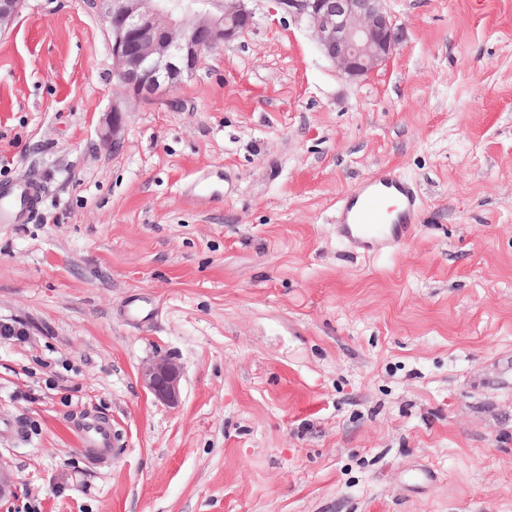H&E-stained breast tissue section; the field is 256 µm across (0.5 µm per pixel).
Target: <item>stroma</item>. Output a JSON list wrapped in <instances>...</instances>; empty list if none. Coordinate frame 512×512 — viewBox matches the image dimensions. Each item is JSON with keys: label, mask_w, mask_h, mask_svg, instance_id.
<instances>
[{"label": "stroma", "mask_w": 512, "mask_h": 512, "mask_svg": "<svg viewBox=\"0 0 512 512\" xmlns=\"http://www.w3.org/2000/svg\"><path fill=\"white\" fill-rule=\"evenodd\" d=\"M247 6L149 101L82 0L0 35V183L43 189L0 224V318L30 334L0 340V512H512V0H390L403 41L357 80ZM381 164L421 222L366 255L336 210ZM157 356L177 407L140 383ZM123 112L125 109L120 104H115L112 108L110 119L106 120L105 127L101 133V139L106 145H112V148L119 147L123 143ZM140 381L158 402L175 406L180 400L181 368L169 357H156L140 368ZM82 446L94 457L104 458L112 453V424L100 417L86 415L79 422Z\"/></svg>", "instance_id": "35a3bbf8"}]
</instances>
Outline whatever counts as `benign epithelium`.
I'll use <instances>...</instances> for the list:
<instances>
[{
    "instance_id": "benign-epithelium-1",
    "label": "benign epithelium",
    "mask_w": 512,
    "mask_h": 512,
    "mask_svg": "<svg viewBox=\"0 0 512 512\" xmlns=\"http://www.w3.org/2000/svg\"><path fill=\"white\" fill-rule=\"evenodd\" d=\"M296 23L305 25L321 52L350 78L386 63L402 41L403 29L387 0H278ZM25 0H0V32L8 30ZM112 35V62L127 95L151 99L192 74L204 51L231 41L253 24L246 0H86ZM123 112L116 104L101 133L112 147L123 143ZM140 381L158 402L180 400L181 368L156 357L140 368ZM17 483L0 458V502L15 497Z\"/></svg>"
}]
</instances>
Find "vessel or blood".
<instances>
[{"instance_id": "obj_1", "label": "vessel or blood", "mask_w": 512, "mask_h": 512, "mask_svg": "<svg viewBox=\"0 0 512 512\" xmlns=\"http://www.w3.org/2000/svg\"><path fill=\"white\" fill-rule=\"evenodd\" d=\"M41 197V187L30 182L0 189V223H25L37 210ZM389 199L394 200V207H386ZM338 212L340 236L367 254L401 247L420 220L414 189L389 166L378 168L343 196ZM79 432L83 448L90 450L94 457L111 454L113 438L109 421L84 416L79 422Z\"/></svg>"}]
</instances>
